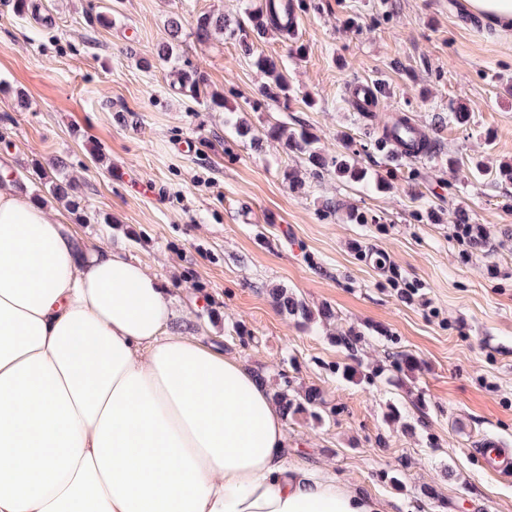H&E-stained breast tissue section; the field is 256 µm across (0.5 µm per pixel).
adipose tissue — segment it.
<instances>
[{
  "mask_svg": "<svg viewBox=\"0 0 512 512\" xmlns=\"http://www.w3.org/2000/svg\"><path fill=\"white\" fill-rule=\"evenodd\" d=\"M287 446L156 275L0 189V512H380Z\"/></svg>",
  "mask_w": 512,
  "mask_h": 512,
  "instance_id": "obj_1",
  "label": "adipose tissue"
}]
</instances>
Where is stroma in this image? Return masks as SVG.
Listing matches in <instances>:
<instances>
[{
  "label": "stroma",
  "instance_id": "stroma-1",
  "mask_svg": "<svg viewBox=\"0 0 512 512\" xmlns=\"http://www.w3.org/2000/svg\"><path fill=\"white\" fill-rule=\"evenodd\" d=\"M298 15L295 56L276 33L253 50L285 66L288 104L259 94L267 76L237 39H194L202 13L237 17L254 0H0V158L24 177L28 198L61 213L85 239L122 247L170 292L180 321L204 343L262 373L321 389L333 412L290 420L288 459L328 469L386 512H512V482L484 468L473 447L512 448V29L461 19L460 0H319ZM109 12L110 27L95 17ZM180 17V61L204 71L252 129L279 120L306 129L324 153L362 128L350 85L379 88L378 120L404 113L443 145L401 166L360 157L393 190L315 177L275 142L254 148L222 112L172 88L171 67H145ZM465 107L467 124L435 115ZM478 160L481 172L449 169ZM62 161L86 215L51 197L35 164ZM297 171L304 190L289 188ZM338 207L326 211V202ZM442 203L443 221L413 211ZM483 225L466 247L455 209ZM379 216L353 224L348 207ZM292 291L335 321L302 325L269 291ZM248 339H241L240 331ZM356 332L355 350L338 336ZM407 354L414 371L397 374Z\"/></svg>",
  "mask_w": 512,
  "mask_h": 512
}]
</instances>
